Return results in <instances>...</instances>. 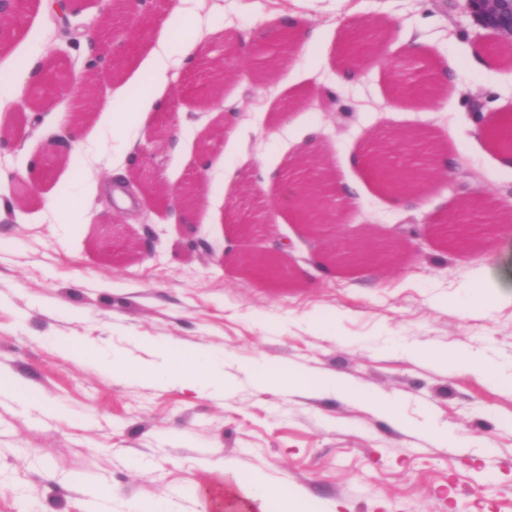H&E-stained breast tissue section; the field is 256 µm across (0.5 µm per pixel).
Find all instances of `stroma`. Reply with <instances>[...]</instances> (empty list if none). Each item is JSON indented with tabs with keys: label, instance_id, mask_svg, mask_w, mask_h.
Masks as SVG:
<instances>
[{
	"label": "stroma",
	"instance_id": "35a3bbf8",
	"mask_svg": "<svg viewBox=\"0 0 512 512\" xmlns=\"http://www.w3.org/2000/svg\"><path fill=\"white\" fill-rule=\"evenodd\" d=\"M113 0H81L68 22L44 0H25L0 50V68L38 53L43 66L82 72L86 32L104 16L122 24ZM210 25L181 46L183 64L143 106L135 133L119 115L94 110L72 152L56 157L49 140L73 110L75 88L55 92L33 111L0 112L11 151H0V375L34 391L33 410L0 395V512H217L218 476L229 460L318 499L325 512H512V389L466 369L431 362L459 346L512 364V223L462 212L482 199L512 209V167L478 132L487 118L512 115V48L479 25L464 0H187ZM289 13L318 29L264 82L251 57L211 99H176L227 35L265 32ZM176 25L167 0H155L144 38L97 76V95L145 66L161 22ZM384 26L379 56L351 80H338L348 22ZM434 72L451 74L441 99L413 97L393 76L412 42ZM484 60L474 67L472 58ZM419 131L447 148L449 166L432 172L407 206L394 204L359 163L370 132ZM147 159L133 183L135 212L102 192L148 137L170 141ZM209 142L206 183L195 221L201 246L175 213L159 214L147 182L175 189L197 170ZM309 148L341 181L359 187L344 204L336 237L392 246L388 264L346 272L279 203L277 188L292 155ZM235 173V189L224 175ZM75 198L83 221L65 224L50 196ZM270 206L272 223L242 234L232 214ZM456 218L479 231L459 247L438 225ZM280 252L294 273L274 285L242 273V255ZM174 341L223 357L235 377L224 393L198 397L178 385L111 379L100 352L70 360L65 347L88 342L127 349L136 340ZM277 361L337 375L399 401L414 420L387 416L334 395L256 389L241 367ZM448 426L467 449L443 446L421 424Z\"/></svg>",
	"mask_w": 512,
	"mask_h": 512
}]
</instances>
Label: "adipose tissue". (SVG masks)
Here are the masks:
<instances>
[{"mask_svg":"<svg viewBox=\"0 0 512 512\" xmlns=\"http://www.w3.org/2000/svg\"><path fill=\"white\" fill-rule=\"evenodd\" d=\"M203 35V22L191 15H185L179 30L162 29L148 52L145 73L135 74L119 87L112 100L113 110L119 111L125 124H134L139 118L142 102L151 100L157 87L167 83L177 42L198 40ZM105 368L117 378L144 374L157 385L180 384L199 395L224 389L226 385L223 359L207 353L188 357L172 342L154 346L153 358L149 361L133 359L120 352L112 353L105 361ZM250 372L260 388L276 383L287 390L335 393L350 401L371 406L393 421L402 419L396 402L378 400L337 376H316L273 361L256 363L251 366ZM218 472L230 490L242 496L249 512H271V494L264 476L239 470L229 461L224 462Z\"/></svg>","mask_w":512,"mask_h":512,"instance_id":"obj_1","label":"adipose tissue"}]
</instances>
